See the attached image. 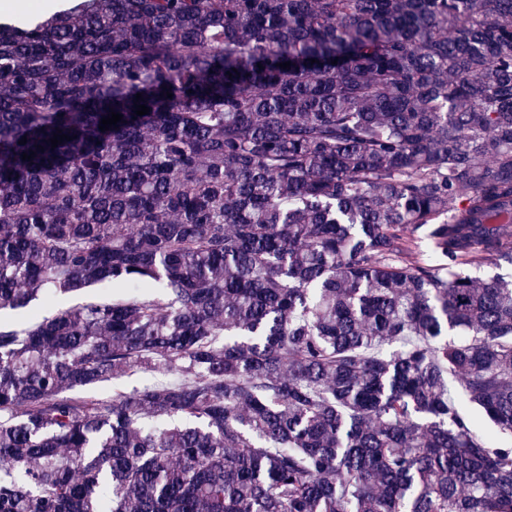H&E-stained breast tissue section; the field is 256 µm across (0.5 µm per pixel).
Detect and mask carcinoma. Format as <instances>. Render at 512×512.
Segmentation results:
<instances>
[{"label": "carcinoma", "instance_id": "carcinoma-1", "mask_svg": "<svg viewBox=\"0 0 512 512\" xmlns=\"http://www.w3.org/2000/svg\"><path fill=\"white\" fill-rule=\"evenodd\" d=\"M503 263L512 0L0 22V311L131 288L0 327V512H512ZM126 291L125 288H112V283L92 285L60 296L58 302L59 306L71 307L93 298L112 300V297L120 296ZM155 377L156 373L153 371H140L130 377H123L119 380L102 383L94 388V392L99 397L106 398L112 396L113 387L116 385L130 390L153 381Z\"/></svg>", "mask_w": 512, "mask_h": 512}]
</instances>
